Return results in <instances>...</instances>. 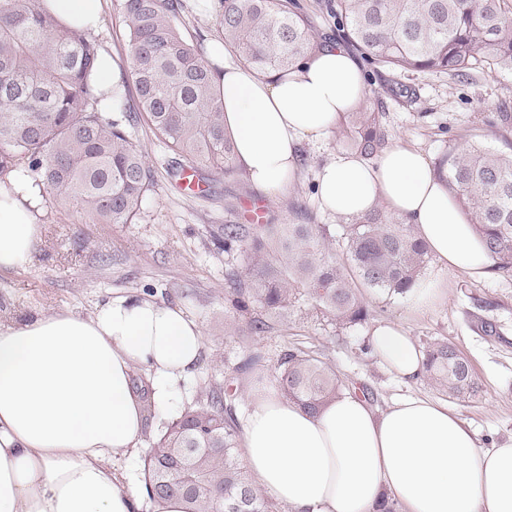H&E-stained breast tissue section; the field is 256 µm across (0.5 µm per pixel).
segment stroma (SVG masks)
I'll return each instance as SVG.
<instances>
[{
	"label": "stroma",
	"instance_id": "35a3bbf8",
	"mask_svg": "<svg viewBox=\"0 0 512 512\" xmlns=\"http://www.w3.org/2000/svg\"><path fill=\"white\" fill-rule=\"evenodd\" d=\"M180 28L197 48L219 34L207 0H182ZM128 35L122 0H102V24L92 38L110 52L118 73L129 70ZM369 106L383 114L391 141L422 150L436 160L449 140L481 135L501 146L512 127L496 122L512 113V74L473 73L451 79L430 71L401 72L369 66ZM133 138L146 154L155 190L131 224H94L75 207H44L41 231L28 265L0 270V321H24L38 313L69 311L87 316L112 298L144 294L179 307L206 336L204 355L183 392L194 404L206 387L224 386V401L236 417L247 409L248 393L270 381V369L291 347L313 352L377 409L402 396L445 400L426 378L394 379L364 351L373 323L403 324L418 344L439 338L455 344L468 358L479 389L475 396L447 400L486 448L512 441V273L494 271L481 280L448 274V297L437 308L410 314L408 301L364 291L372 313L368 323L339 329L316 315L311 305L295 309L287 327L262 336L230 335L232 318L224 310L228 258L221 243L224 227L246 224L262 210L268 224H344L323 212L314 196L317 170L343 148L341 132L326 143H304L300 174L287 195L270 199L244 176H218L202 195L188 197L170 184L171 154L147 124ZM261 353L262 367L247 369L244 359Z\"/></svg>",
	"mask_w": 512,
	"mask_h": 512
}]
</instances>
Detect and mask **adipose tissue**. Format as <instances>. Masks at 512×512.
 Here are the masks:
<instances>
[{"instance_id": "ef3b65f1", "label": "adipose tissue", "mask_w": 512, "mask_h": 512, "mask_svg": "<svg viewBox=\"0 0 512 512\" xmlns=\"http://www.w3.org/2000/svg\"><path fill=\"white\" fill-rule=\"evenodd\" d=\"M62 26L97 30L101 0H40ZM235 163L266 196H283L301 169L303 142H327L367 94L361 61L319 45L288 70L259 74L207 46ZM322 210L356 216L385 205L413 226L438 272L413 288L423 313L448 295V272L474 279L494 262L426 155L397 143L374 162L337 151L319 169ZM42 187L27 166L0 180V269L24 267L39 234ZM379 363L409 381L423 371L416 340L396 322L370 330ZM205 348L201 326L149 296L113 298L91 316L68 311L0 323V512H186L152 497L114 456L140 453L148 413L181 399ZM149 389L133 385L136 369ZM259 491L290 512H373L389 493L405 512H512V443L479 447L447 403L405 397L376 411L351 391L311 414L273 386L251 398L239 428Z\"/></svg>"}]
</instances>
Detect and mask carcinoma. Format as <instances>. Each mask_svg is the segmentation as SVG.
Wrapping results in <instances>:
<instances>
[{
	"label": "carcinoma",
	"mask_w": 512,
	"mask_h": 512,
	"mask_svg": "<svg viewBox=\"0 0 512 512\" xmlns=\"http://www.w3.org/2000/svg\"><path fill=\"white\" fill-rule=\"evenodd\" d=\"M180 0H124L130 33L132 108L104 112L90 75L98 48L59 25L39 0H0V179L27 165L44 203L69 201L94 224H131L155 188L133 130L146 121L184 168L232 177L233 142L210 68L180 31ZM224 45L258 74L286 69L315 47L310 25L287 0H220ZM338 38L377 67L455 79L474 71L512 73V0H335ZM346 144L367 160L389 145L383 115L367 104L346 115ZM437 175L483 237L495 268L512 273V142L508 150L450 145ZM342 239L343 249L333 247ZM243 252L224 302L238 316L231 335L260 336L288 325L303 301L342 329L370 311L359 287L404 296L429 261L426 244L379 206L336 230L328 224L224 225V253ZM428 379L451 398L478 384L452 343L424 347ZM282 395L315 413L350 386L300 348L272 373ZM148 493L180 495L188 512H270L239 460L237 425L224 416L223 386L185 408L151 446Z\"/></svg>",
	"instance_id": "1"
}]
</instances>
